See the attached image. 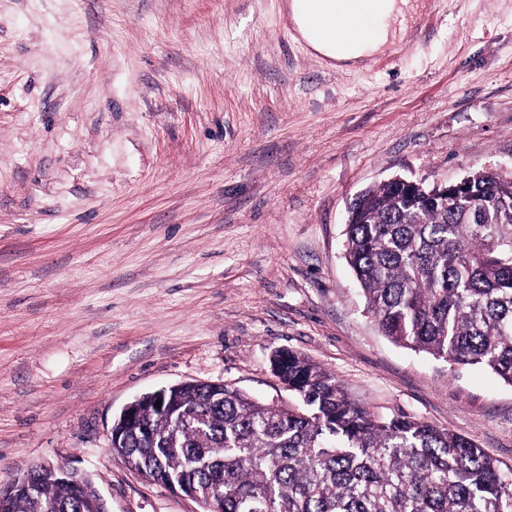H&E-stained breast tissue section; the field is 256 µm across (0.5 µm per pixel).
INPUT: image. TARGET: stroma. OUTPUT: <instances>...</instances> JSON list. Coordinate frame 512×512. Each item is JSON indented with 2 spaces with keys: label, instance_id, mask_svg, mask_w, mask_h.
<instances>
[{
  "label": "stroma",
  "instance_id": "stroma-1",
  "mask_svg": "<svg viewBox=\"0 0 512 512\" xmlns=\"http://www.w3.org/2000/svg\"><path fill=\"white\" fill-rule=\"evenodd\" d=\"M289 0H0V484L58 461L112 512H196L109 446L136 396L289 405L296 352L512 468V386L382 336L343 255L393 176L512 177V0H424L340 70Z\"/></svg>",
  "mask_w": 512,
  "mask_h": 512
}]
</instances>
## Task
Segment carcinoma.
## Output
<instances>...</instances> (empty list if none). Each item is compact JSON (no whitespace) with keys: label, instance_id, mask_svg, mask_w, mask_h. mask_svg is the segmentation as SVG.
<instances>
[{"label":"carcinoma","instance_id":"carcinoma-1","mask_svg":"<svg viewBox=\"0 0 512 512\" xmlns=\"http://www.w3.org/2000/svg\"><path fill=\"white\" fill-rule=\"evenodd\" d=\"M450 204L423 183H385L352 202L345 258L379 330L449 366L512 385V179L468 175ZM276 376L299 403L262 404L227 386L169 389L175 408L126 429L113 451L152 481L193 489L210 512H506L512 470L470 439L403 413H376L287 349ZM0 512H102L54 475L5 489Z\"/></svg>","mask_w":512,"mask_h":512}]
</instances>
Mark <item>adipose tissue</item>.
Here are the masks:
<instances>
[{"label": "adipose tissue", "instance_id": "ef3b65f1", "mask_svg": "<svg viewBox=\"0 0 512 512\" xmlns=\"http://www.w3.org/2000/svg\"><path fill=\"white\" fill-rule=\"evenodd\" d=\"M371 9L375 21L370 32L340 41L336 27L341 19L329 9L326 0L290 2L291 20L303 40L339 68L361 65L385 46L406 41L422 6L417 0H373Z\"/></svg>", "mask_w": 512, "mask_h": 512}]
</instances>
